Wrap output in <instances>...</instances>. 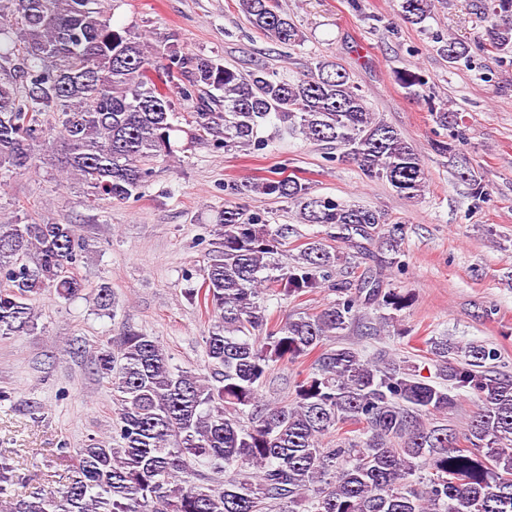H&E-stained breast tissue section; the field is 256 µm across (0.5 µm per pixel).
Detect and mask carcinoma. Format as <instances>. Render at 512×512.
Returning <instances> with one entry per match:
<instances>
[{
	"label": "carcinoma",
	"instance_id": "obj_1",
	"mask_svg": "<svg viewBox=\"0 0 512 512\" xmlns=\"http://www.w3.org/2000/svg\"><path fill=\"white\" fill-rule=\"evenodd\" d=\"M238 2L255 30L288 47L303 41L277 0ZM433 2L400 0V15L424 30ZM477 8L484 48L512 54V0H479ZM440 51L451 67L470 65L469 45L456 37ZM0 71V170L25 173L47 156L82 183L87 203L142 196L181 133L210 136L226 152L260 151L267 141L258 130L272 117L407 199L425 187L418 151L337 62L320 61L309 76L289 80L264 65L242 71L220 58L154 48L112 24L103 0H0ZM397 80L410 95L424 85L410 70ZM176 97L188 109L182 118ZM428 112L448 132L434 150L480 206L489 189L464 153L458 113L432 99ZM253 191L293 206L303 224L336 229L348 251L314 236L283 260L292 226L272 228L261 213L231 203ZM224 195L230 202L217 213L202 283L186 291L215 318L205 336L210 374L173 364L155 337L130 324L103 347L77 346L71 354L88 358L112 387V438L60 449L68 484L58 495L35 487L14 496L13 466L0 457L4 512H272L300 503L307 512H512V376L495 370L496 348L428 339L433 380L384 354L364 360L351 346L325 348L370 309L382 312L379 323H367L374 335L409 308V295L359 271L374 241L389 252L385 263L402 267L399 226L384 236L386 213L318 195L279 168L257 185L228 181ZM85 251L74 224L1 223L0 335L36 330L29 304L36 294L80 298L89 288L77 272ZM322 288L336 294L325 308L268 321V296ZM311 354L292 399L261 401L278 363ZM455 390L481 402L462 431L438 420ZM233 465L244 479L222 478Z\"/></svg>",
	"mask_w": 512,
	"mask_h": 512
}]
</instances>
